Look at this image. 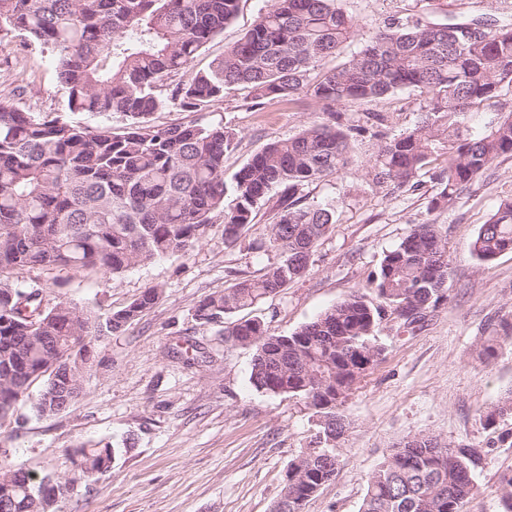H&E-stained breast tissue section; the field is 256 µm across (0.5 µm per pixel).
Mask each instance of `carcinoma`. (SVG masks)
<instances>
[{
	"instance_id": "1",
	"label": "carcinoma",
	"mask_w": 512,
	"mask_h": 512,
	"mask_svg": "<svg viewBox=\"0 0 512 512\" xmlns=\"http://www.w3.org/2000/svg\"><path fill=\"white\" fill-rule=\"evenodd\" d=\"M239 0H0V49L20 39L51 50L66 111L120 114V129L91 126L18 106L27 86L0 96V422L34 381L40 416L66 410L82 393L81 375L94 342L119 332L151 309L160 290L145 289L127 306L101 316L50 302L39 280L13 281L21 271L57 268L118 275L206 239L212 214H224V242L254 223L271 191L281 189L277 220L265 245L278 254L258 278L205 298L202 324L251 307L303 278L318 242L331 231L336 205L306 203L304 189L345 172L351 132L336 122L341 103L384 99L409 91L421 98L420 120L379 145L373 183L394 193L412 188L428 168L440 185L430 209L451 208L478 185L499 158L512 154V110L500 101L512 86V26L424 24L390 19L361 48L331 68L326 61L358 36L341 0H267L254 26L224 56L187 82L173 77L224 31ZM264 99L303 97L331 122L272 141L229 179L224 155L238 134L224 125H159L156 112H201L228 86ZM479 110L496 112L483 127ZM512 252V198L500 202L470 244L484 265ZM446 239L434 223L416 224L386 252L369 280L372 300L355 291L286 336L262 320L230 322L225 340L252 350L249 380L272 396L303 400L322 444L299 455L272 512H303L334 477L345 419L341 406L366 376L369 352L380 360L376 333L396 316L405 327L447 300ZM512 413V394L483 412L486 427ZM116 449L78 448L71 484L97 479ZM478 452L432 435L404 439L371 473L359 512H461L476 491ZM65 485L0 464V512H56L42 489Z\"/></svg>"
}]
</instances>
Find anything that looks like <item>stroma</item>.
Returning a JSON list of instances; mask_svg holds the SVG:
<instances>
[{
  "label": "stroma",
  "mask_w": 512,
  "mask_h": 512,
  "mask_svg": "<svg viewBox=\"0 0 512 512\" xmlns=\"http://www.w3.org/2000/svg\"><path fill=\"white\" fill-rule=\"evenodd\" d=\"M265 0H240L234 20L197 54L180 80L221 58L254 25ZM359 21L361 38L376 24L416 15L427 23H454L478 16L512 24V0H343ZM0 70L29 85L24 107L61 112L65 93L50 51L16 42L0 50ZM342 126L386 114L384 133L419 119L416 95L402 92L373 102L337 105ZM156 123L226 124L240 139L224 159L233 174L274 139L302 126L326 122L308 100H268L253 106L246 90H227L206 112L170 109ZM379 145L369 134L351 140L346 173L310 185L308 201L339 197L336 223L319 243L305 278L254 307L226 314L224 322L194 317L206 297L253 278L275 261L259 249L276 219L263 206L237 245L224 243V217L214 214L208 237L188 254L165 256L122 274L88 275L70 269L41 274L48 298L104 315L128 305L149 287L161 290L153 308L124 331L100 338L82 378L83 393L68 410L49 417L32 403L41 386L20 398L13 417L0 425V460L31 473L72 477L77 448L111 446V469L58 502L59 512H271L288 468L306 451L314 433L312 413L300 400L270 396L249 382L250 349L224 340L225 322L261 318L269 332L288 334L350 293L365 289L384 253L413 225L440 224L448 241V299L413 329L383 322L377 339L382 359L342 406L346 432L336 452L340 465L304 512H359L370 473L405 438L429 434L455 446L478 449L477 490L462 512H501L500 479L512 472V414L484 428L481 414L512 391V253L483 266L469 252L479 227L500 199L512 195V156L498 159L473 192L453 208L430 211L438 186L421 175L417 187L387 193L374 186L371 159ZM493 356H486V346Z\"/></svg>",
  "instance_id": "stroma-1"
}]
</instances>
